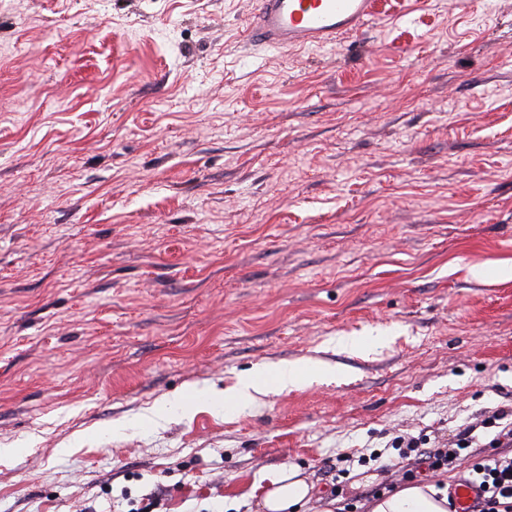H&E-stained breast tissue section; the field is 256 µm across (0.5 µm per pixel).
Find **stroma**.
I'll use <instances>...</instances> for the list:
<instances>
[{
    "label": "stroma",
    "instance_id": "35a3bbf8",
    "mask_svg": "<svg viewBox=\"0 0 512 512\" xmlns=\"http://www.w3.org/2000/svg\"><path fill=\"white\" fill-rule=\"evenodd\" d=\"M450 3L284 52L253 0H0V512H334L512 405V0ZM309 373V370L296 365H285L273 376H269L261 370L254 371L248 374L240 382L237 396L233 399H224L225 406L229 409H234L241 404H244L246 401L253 400V394H262L265 386L270 383H273L282 389L288 388V386H296L303 380V378L308 376ZM312 488L299 469L281 470L270 480L254 512H294L295 507L307 499Z\"/></svg>",
    "mask_w": 512,
    "mask_h": 512
}]
</instances>
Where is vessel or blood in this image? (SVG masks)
Wrapping results in <instances>:
<instances>
[{"mask_svg":"<svg viewBox=\"0 0 512 512\" xmlns=\"http://www.w3.org/2000/svg\"><path fill=\"white\" fill-rule=\"evenodd\" d=\"M248 25L250 43L282 50L322 47L358 31L374 0H255Z\"/></svg>","mask_w":512,"mask_h":512,"instance_id":"vessel-or-blood-1","label":"vessel or blood"}]
</instances>
